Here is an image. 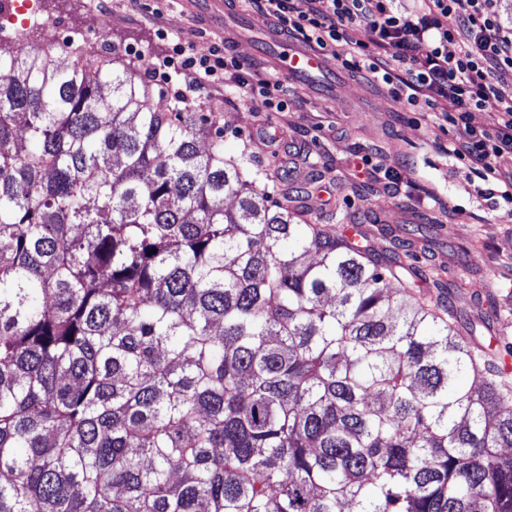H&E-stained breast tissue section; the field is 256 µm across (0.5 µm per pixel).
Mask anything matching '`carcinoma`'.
<instances>
[{
  "label": "carcinoma",
  "mask_w": 512,
  "mask_h": 512,
  "mask_svg": "<svg viewBox=\"0 0 512 512\" xmlns=\"http://www.w3.org/2000/svg\"><path fill=\"white\" fill-rule=\"evenodd\" d=\"M256 182L119 51L0 43V512H512V342Z\"/></svg>",
  "instance_id": "carcinoma-1"
}]
</instances>
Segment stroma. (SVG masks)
<instances>
[{
	"label": "stroma",
	"instance_id": "35a3bbf8",
	"mask_svg": "<svg viewBox=\"0 0 512 512\" xmlns=\"http://www.w3.org/2000/svg\"><path fill=\"white\" fill-rule=\"evenodd\" d=\"M46 19L62 28L64 41L91 50L98 40L144 53L151 66L170 53L166 29L206 54L224 34L181 0H42ZM235 53L248 76L272 81L263 33L243 32ZM193 111L210 115L224 128V154L248 156L258 186L274 197H289L292 207L311 224L348 223L363 227L362 243L381 252L399 244L419 257L417 270L449 283L448 305L488 337L499 328L512 340V222L505 214L512 202L490 194L489 184L469 164L438 146L445 135L430 125L427 113L409 111L385 91L356 74L335 70L290 85L282 112H257L239 103L233 92L206 88L194 93ZM393 169L400 178L397 194L353 175L354 155ZM443 207L427 208L429 195ZM479 305H472L474 294Z\"/></svg>",
	"mask_w": 512,
	"mask_h": 512
}]
</instances>
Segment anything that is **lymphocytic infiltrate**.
<instances>
[{"instance_id": "lymphocytic-infiltrate-1", "label": "lymphocytic infiltrate", "mask_w": 512, "mask_h": 512, "mask_svg": "<svg viewBox=\"0 0 512 512\" xmlns=\"http://www.w3.org/2000/svg\"><path fill=\"white\" fill-rule=\"evenodd\" d=\"M288 35L318 47L344 70L366 76L394 101L435 112L436 124L455 130L447 152L466 161L487 182L512 188V99L497 91L512 75V27L502 24L498 0H331L330 13L317 0H250ZM171 38L172 50L153 66L151 78L182 76L181 101L190 92L227 85L260 112H282L289 88L281 81L253 82L226 45L196 55L189 42ZM446 109H437L438 101ZM494 113V123L478 128L475 111Z\"/></svg>"}]
</instances>
